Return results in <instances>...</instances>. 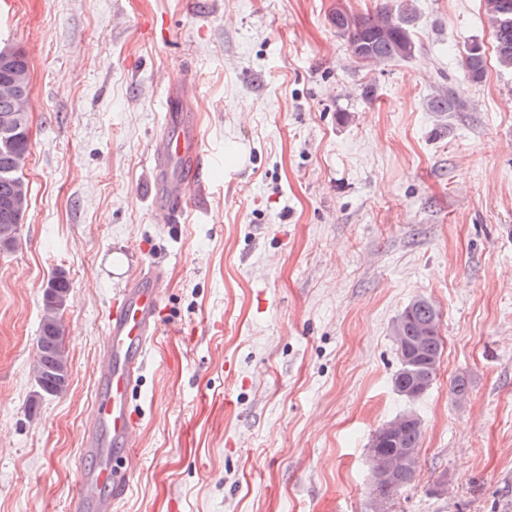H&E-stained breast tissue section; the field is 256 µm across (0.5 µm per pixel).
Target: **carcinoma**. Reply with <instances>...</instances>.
<instances>
[{
    "instance_id": "carcinoma-1",
    "label": "carcinoma",
    "mask_w": 512,
    "mask_h": 512,
    "mask_svg": "<svg viewBox=\"0 0 512 512\" xmlns=\"http://www.w3.org/2000/svg\"><path fill=\"white\" fill-rule=\"evenodd\" d=\"M484 13L492 28L497 62L512 69V0H483ZM336 31L347 38L352 56L362 63H381L409 59L415 52L414 15L408 5L396 7L384 0L373 12L355 13L336 10L330 17ZM1 53L14 55L11 67L0 68V87L14 83L16 77L29 72L22 50L1 45ZM483 46L474 42L463 53L461 67L465 76L478 81L485 73ZM30 101L31 80L19 83L15 93L0 92V251L13 249L19 237L22 218L28 208V185L21 171L30 154L29 116L17 111L19 96ZM434 112H460L464 103L447 94L433 98ZM71 286L62 272L49 280L42 294V317L37 337V354L32 371L37 395L54 396L64 391L69 380V356L66 349L62 312ZM396 348L398 368L392 377L394 391L407 401H416L435 384L444 350L440 313L425 297L411 300L390 326ZM466 377L454 379L451 398L461 403L468 397ZM423 423L412 411L399 414L380 426L370 441L372 468L410 458L395 479L374 483L372 512H388L394 496L413 481L418 464Z\"/></svg>"
}]
</instances>
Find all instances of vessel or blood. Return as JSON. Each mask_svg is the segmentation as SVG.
<instances>
[{
	"instance_id": "obj_1",
	"label": "vessel or blood",
	"mask_w": 512,
	"mask_h": 512,
	"mask_svg": "<svg viewBox=\"0 0 512 512\" xmlns=\"http://www.w3.org/2000/svg\"><path fill=\"white\" fill-rule=\"evenodd\" d=\"M155 211L161 223H176L184 190L201 182L204 159L196 119L183 111L176 93H168L164 130L154 151ZM163 265L147 276L131 279L112 304L102 365L84 454L91 461L81 469L68 512H112L128 480L135 458V427L130 416L131 393L146 348L158 331Z\"/></svg>"
}]
</instances>
